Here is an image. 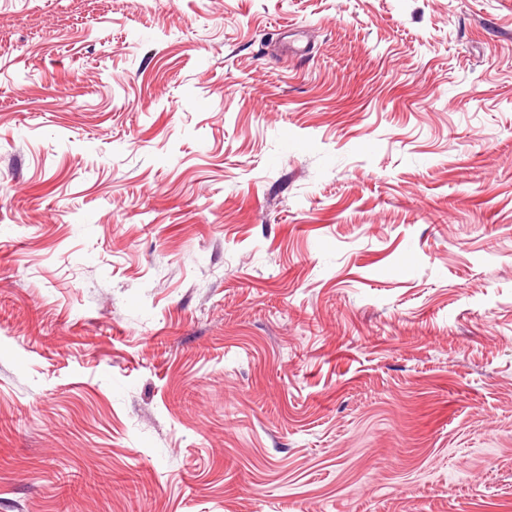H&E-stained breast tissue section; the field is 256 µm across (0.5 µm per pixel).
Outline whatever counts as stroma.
<instances>
[{
	"label": "stroma",
	"mask_w": 512,
	"mask_h": 512,
	"mask_svg": "<svg viewBox=\"0 0 512 512\" xmlns=\"http://www.w3.org/2000/svg\"><path fill=\"white\" fill-rule=\"evenodd\" d=\"M0 512H512V0H0Z\"/></svg>",
	"instance_id": "1"
}]
</instances>
